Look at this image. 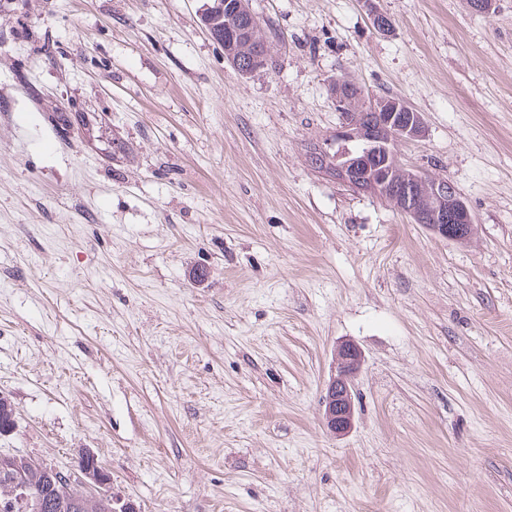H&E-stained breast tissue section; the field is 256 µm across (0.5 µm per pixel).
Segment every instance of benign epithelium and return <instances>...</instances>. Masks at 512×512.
Masks as SVG:
<instances>
[{"label": "benign epithelium", "mask_w": 512, "mask_h": 512, "mask_svg": "<svg viewBox=\"0 0 512 512\" xmlns=\"http://www.w3.org/2000/svg\"><path fill=\"white\" fill-rule=\"evenodd\" d=\"M236 14L237 5L232 0H213L201 19L212 39L224 48V59L240 75L247 76L264 67L266 60L263 56L243 59L237 53L241 41L256 40L258 28L239 23ZM331 90L338 107L352 97L365 103L364 92L359 87L345 86L336 80ZM423 134L421 113L403 99L389 97L372 104V112L366 114L364 122L359 124L348 118L336 129L329 147L308 152V161L312 167L359 193L380 198L397 195L400 211L413 223L423 225L439 237L462 242L469 237L475 220L454 183L445 178L433 180L412 169L406 181L396 184L395 173L402 165L393 152V143ZM335 360V373L323 397V421L329 432L341 436L354 424L353 390L361 371L362 354L357 346L344 343L336 348ZM29 468L44 472L46 486L54 495H61L69 485L78 484L86 491H97L94 499L104 501L110 512H133L130 503L112 495L111 475L90 450L79 453L77 465L67 471L23 455L0 456V470L11 476V504L37 510L41 498L32 493L26 481Z\"/></svg>", "instance_id": "7a95c632"}]
</instances>
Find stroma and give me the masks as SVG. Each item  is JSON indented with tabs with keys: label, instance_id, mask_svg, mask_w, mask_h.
Wrapping results in <instances>:
<instances>
[{
	"label": "stroma",
	"instance_id": "stroma-1",
	"mask_svg": "<svg viewBox=\"0 0 512 512\" xmlns=\"http://www.w3.org/2000/svg\"><path fill=\"white\" fill-rule=\"evenodd\" d=\"M207 2L0 0V454L135 512H512V0H250L246 77ZM340 75L422 114L469 241L309 165ZM234 1V2H232ZM235 0H213L207 6L201 19L212 39L224 48V59L230 63L240 75L247 76L265 66L264 56L243 59L237 53V46L242 40L253 42L258 35V27L247 28L239 24ZM336 369L323 397V421L334 435L346 434L354 424L353 390L362 367V354L351 343L336 348Z\"/></svg>",
	"mask_w": 512,
	"mask_h": 512
}]
</instances>
